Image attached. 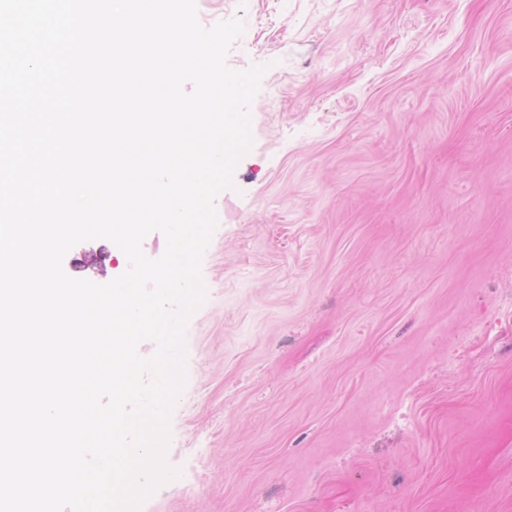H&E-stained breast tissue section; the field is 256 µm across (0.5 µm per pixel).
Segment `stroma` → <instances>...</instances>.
Instances as JSON below:
<instances>
[{"label":"stroma","instance_id":"stroma-1","mask_svg":"<svg viewBox=\"0 0 512 512\" xmlns=\"http://www.w3.org/2000/svg\"><path fill=\"white\" fill-rule=\"evenodd\" d=\"M196 5L266 71L140 512H512V0Z\"/></svg>","mask_w":512,"mask_h":512}]
</instances>
